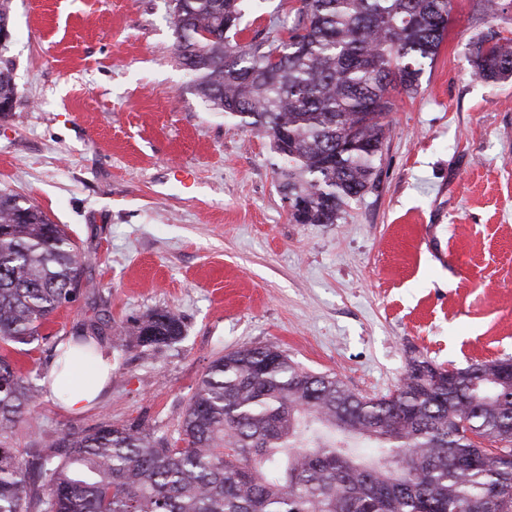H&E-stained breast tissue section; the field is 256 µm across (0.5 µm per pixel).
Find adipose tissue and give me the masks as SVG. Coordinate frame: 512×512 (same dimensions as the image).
I'll return each instance as SVG.
<instances>
[{
    "label": "adipose tissue",
    "mask_w": 512,
    "mask_h": 512,
    "mask_svg": "<svg viewBox=\"0 0 512 512\" xmlns=\"http://www.w3.org/2000/svg\"><path fill=\"white\" fill-rule=\"evenodd\" d=\"M62 368L55 372L50 393L68 412L80 414L95 406L100 394L112 376V363L107 356H99L93 365L92 380H84L80 371L85 361L74 351H67L60 360Z\"/></svg>",
    "instance_id": "obj_1"
}]
</instances>
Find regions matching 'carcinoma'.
I'll return each instance as SVG.
<instances>
[{
    "label": "carcinoma",
    "mask_w": 512,
    "mask_h": 512,
    "mask_svg": "<svg viewBox=\"0 0 512 512\" xmlns=\"http://www.w3.org/2000/svg\"><path fill=\"white\" fill-rule=\"evenodd\" d=\"M180 64L212 108L264 132L293 224H336L374 180L391 91L418 93L448 36L452 0H301L283 31L241 42L244 0H172ZM474 75L512 78V39L472 42ZM0 46V102L17 101ZM84 257L59 224L0 188V346L30 344L77 300ZM98 332L73 333L83 357ZM182 319L132 327L144 354L179 342ZM371 399L274 346L215 359L172 446L135 424L65 431L24 452L3 434L32 416L41 375L0 353V512H512V383L474 363L415 375ZM66 449L53 461L52 449Z\"/></svg>",
    "instance_id": "obj_1"
}]
</instances>
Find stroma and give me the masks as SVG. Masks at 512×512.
<instances>
[{
	"label": "stroma",
	"instance_id": "obj_1",
	"mask_svg": "<svg viewBox=\"0 0 512 512\" xmlns=\"http://www.w3.org/2000/svg\"><path fill=\"white\" fill-rule=\"evenodd\" d=\"M500 2L493 14L453 0L418 93L393 97L373 184L339 223L293 224L268 137L213 111L179 64L171 0H11L20 96L0 116V187L65 227L92 289L8 353L50 373L57 342L93 320L112 379L80 415L42 392L10 445L103 421L176 440L211 362L244 346L377 398L415 359H512V79L471 65L476 34L512 38V0ZM297 6L249 0L242 40ZM165 309L183 339L128 349L127 327Z\"/></svg>",
	"mask_w": 512,
	"mask_h": 512
}]
</instances>
